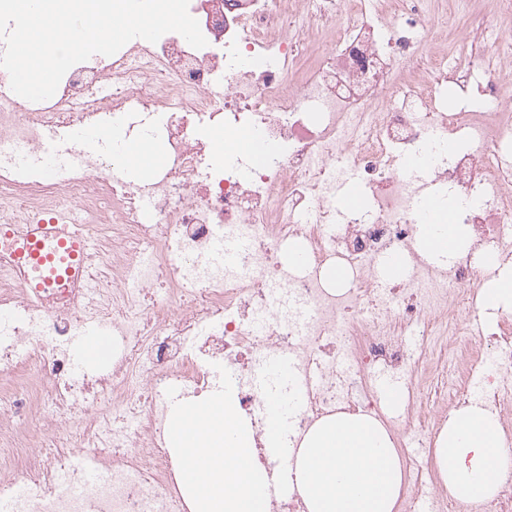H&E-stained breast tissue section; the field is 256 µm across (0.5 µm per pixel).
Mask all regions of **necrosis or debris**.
I'll return each mask as SVG.
<instances>
[{
  "instance_id": "necrosis-or-debris-1",
  "label": "necrosis or debris",
  "mask_w": 512,
  "mask_h": 512,
  "mask_svg": "<svg viewBox=\"0 0 512 512\" xmlns=\"http://www.w3.org/2000/svg\"><path fill=\"white\" fill-rule=\"evenodd\" d=\"M189 12L204 48L175 32L132 40L71 67L41 102L0 77V224L62 220L89 243L81 290L38 303L0 249L7 512H193L168 446L171 390L220 394L232 377L257 429L268 400L255 374L281 356L312 380L292 445L346 412L426 449L449 410L512 409V317L475 313L484 250L512 264V49L492 17L470 19L454 64L435 0H189ZM240 128L274 157L246 172L212 149ZM89 131L153 140L164 162L129 179L119 146L97 151ZM350 181L366 208L345 204ZM434 186L475 242L443 268L414 248ZM298 242L304 260L287 262ZM336 266L344 278L329 277ZM92 323L110 329L112 360L79 372L72 344ZM378 373L406 383L403 413L381 404ZM425 497L433 512H512V467L496 497L466 504L411 460L402 512Z\"/></svg>"
}]
</instances>
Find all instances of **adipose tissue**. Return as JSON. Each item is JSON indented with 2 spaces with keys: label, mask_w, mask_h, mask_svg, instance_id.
Segmentation results:
<instances>
[{
  "label": "adipose tissue",
  "mask_w": 512,
  "mask_h": 512,
  "mask_svg": "<svg viewBox=\"0 0 512 512\" xmlns=\"http://www.w3.org/2000/svg\"><path fill=\"white\" fill-rule=\"evenodd\" d=\"M415 240L422 253L440 262L471 243L460 224L418 225ZM177 417L182 435L174 447L185 459L183 483L197 512H269L267 477L255 461L253 436L239 420L232 391L180 409ZM263 444L286 456L308 512H395L406 475L379 420L361 414L328 418L294 448L273 413ZM434 459L449 496L467 503L493 497L500 474L512 465L496 417L478 406L450 415L435 441Z\"/></svg>",
  "instance_id": "obj_1"
}]
</instances>
